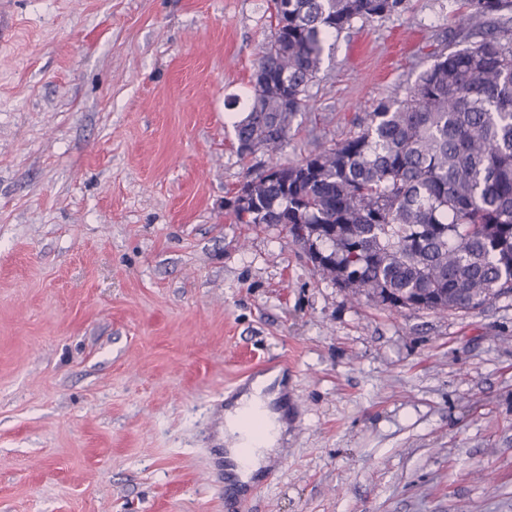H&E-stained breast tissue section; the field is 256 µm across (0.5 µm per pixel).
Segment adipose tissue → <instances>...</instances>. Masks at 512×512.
Returning a JSON list of instances; mask_svg holds the SVG:
<instances>
[{"mask_svg":"<svg viewBox=\"0 0 512 512\" xmlns=\"http://www.w3.org/2000/svg\"><path fill=\"white\" fill-rule=\"evenodd\" d=\"M276 373L257 379L224 411L220 433L226 446L229 472L240 482L252 477L274 460L286 432L287 423L276 402L281 395L275 387Z\"/></svg>","mask_w":512,"mask_h":512,"instance_id":"ef3b65f1","label":"adipose tissue"}]
</instances>
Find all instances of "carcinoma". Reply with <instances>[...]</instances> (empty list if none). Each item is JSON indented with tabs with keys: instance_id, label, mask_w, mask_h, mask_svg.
<instances>
[{
	"instance_id": "1",
	"label": "carcinoma",
	"mask_w": 512,
	"mask_h": 512,
	"mask_svg": "<svg viewBox=\"0 0 512 512\" xmlns=\"http://www.w3.org/2000/svg\"><path fill=\"white\" fill-rule=\"evenodd\" d=\"M409 0H269L237 152L274 156L324 57ZM462 48L432 53L401 98L296 163L270 160L228 202L236 224L314 235L319 271L394 310H474L512 294V0H460Z\"/></svg>"
}]
</instances>
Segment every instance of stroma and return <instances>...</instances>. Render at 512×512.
Instances as JSON below:
<instances>
[{
    "instance_id": "obj_1",
    "label": "stroma",
    "mask_w": 512,
    "mask_h": 512,
    "mask_svg": "<svg viewBox=\"0 0 512 512\" xmlns=\"http://www.w3.org/2000/svg\"><path fill=\"white\" fill-rule=\"evenodd\" d=\"M269 0H18L0 49V512H225L224 408L281 370L245 512H512V297L395 311L234 223ZM452 0L357 25L280 162L402 96Z\"/></svg>"
}]
</instances>
